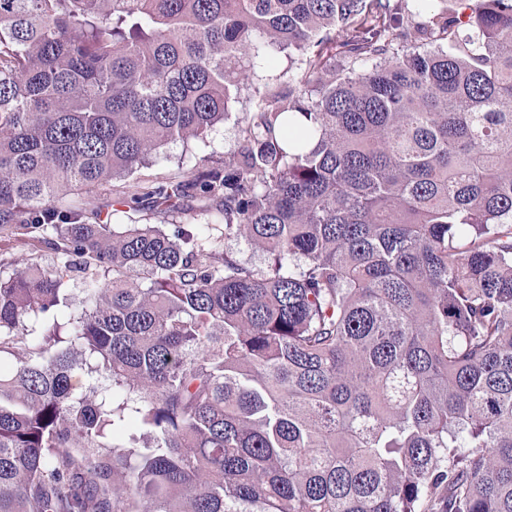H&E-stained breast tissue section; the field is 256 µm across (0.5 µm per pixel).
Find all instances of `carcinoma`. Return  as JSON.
<instances>
[{
  "mask_svg": "<svg viewBox=\"0 0 512 512\" xmlns=\"http://www.w3.org/2000/svg\"><path fill=\"white\" fill-rule=\"evenodd\" d=\"M455 3L0 0V233L62 256L0 259V512H512V0ZM250 86H244L238 102H231L228 115L223 124L217 125L207 137L206 144L196 142L183 147L181 143H174L166 146L156 162L149 168L143 169L144 174L150 175L151 180L158 182L164 180L169 174L177 171L178 168L187 171L192 169L199 157L211 154L215 158L223 155L234 144L237 135L238 121L244 113L250 112L252 105L249 103L248 95L252 90Z\"/></svg>",
  "mask_w": 512,
  "mask_h": 512,
  "instance_id": "1",
  "label": "carcinoma"
}]
</instances>
